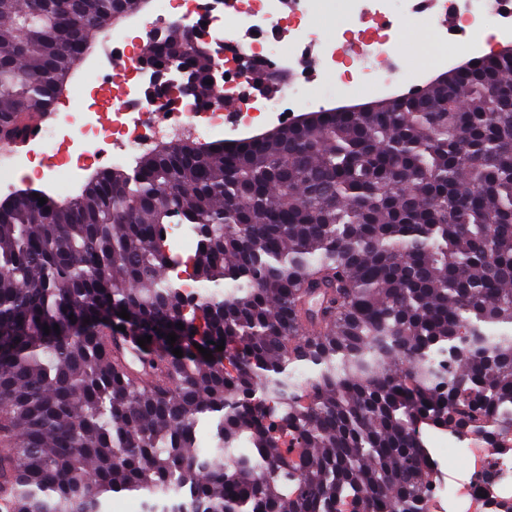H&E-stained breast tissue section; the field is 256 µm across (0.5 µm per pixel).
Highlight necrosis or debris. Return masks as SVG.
<instances>
[{
    "label": "necrosis or debris",
    "instance_id": "4bbe7bcc",
    "mask_svg": "<svg viewBox=\"0 0 512 512\" xmlns=\"http://www.w3.org/2000/svg\"><path fill=\"white\" fill-rule=\"evenodd\" d=\"M410 0H295L283 10V0H230L235 22L225 25L223 15L214 12L212 0H188L177 19L178 25L195 31L205 29L215 44L211 69L215 77L214 98L200 102L161 91L145 96L135 79L116 80L97 72L83 79V91L71 101L64 123L47 126L40 147L43 154L55 156L66 151L67 162L75 171L88 165L97 168L133 167L139 155L158 146L162 135L191 136L207 140L224 132V101L238 97V90L250 82V74L238 71L234 61L246 53L257 68L278 63L269 80L278 87L279 97L254 96L239 99L238 123L252 125L280 112L283 104L308 103L323 95L328 87L342 89L380 88L398 81L399 75L385 61L398 53L401 43L397 23L408 15ZM325 9L340 11L346 26L337 28L331 40H320L309 25L311 16ZM288 20L300 41L318 49L320 73L329 75L326 83L311 85L304 75L291 72L295 57L293 45L269 36L268 26ZM358 40L362 52L350 56L347 47ZM130 99L132 109L114 113L112 123L99 125L98 109L106 107L113 96ZM113 143L111 154L100 146ZM448 445L462 449L470 461L462 477L440 479L429 499V512H490V501L512 507V432L489 439L478 433L453 434Z\"/></svg>",
    "mask_w": 512,
    "mask_h": 512
}]
</instances>
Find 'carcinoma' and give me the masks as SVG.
<instances>
[{
    "label": "carcinoma",
    "mask_w": 512,
    "mask_h": 512,
    "mask_svg": "<svg viewBox=\"0 0 512 512\" xmlns=\"http://www.w3.org/2000/svg\"><path fill=\"white\" fill-rule=\"evenodd\" d=\"M145 3L0 0V144L25 142L101 27ZM143 56L211 95L189 32ZM174 222L198 238L195 296L168 275ZM510 413L505 48L406 98L181 140L69 200L0 203L6 512H108L121 492L144 512L175 496L179 512H426L425 429L506 434Z\"/></svg>",
    "instance_id": "cac0c4a2"
}]
</instances>
